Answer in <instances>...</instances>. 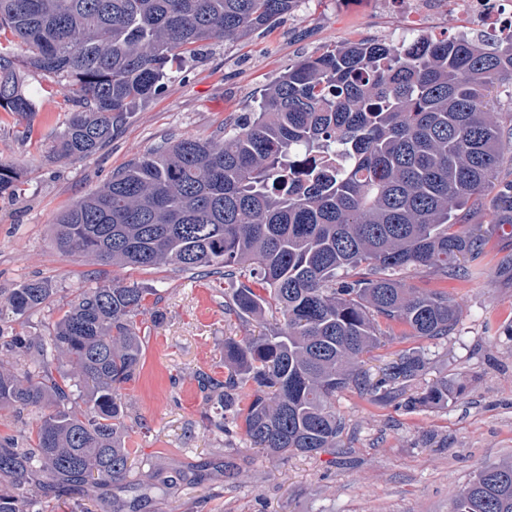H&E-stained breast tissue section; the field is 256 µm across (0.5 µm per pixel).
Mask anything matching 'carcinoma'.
<instances>
[{
	"instance_id": "carcinoma-1",
	"label": "carcinoma",
	"mask_w": 512,
	"mask_h": 512,
	"mask_svg": "<svg viewBox=\"0 0 512 512\" xmlns=\"http://www.w3.org/2000/svg\"><path fill=\"white\" fill-rule=\"evenodd\" d=\"M300 0H0V108L34 112L23 71L68 92L52 152L94 155L159 94L168 65L213 40L244 38ZM512 84V39L486 44L444 34L398 43L362 38L295 62L257 109L214 135L153 149L53 222L56 247L115 266H172L224 276V314L266 332L224 339V379L202 372L215 405L207 426L272 453L336 447V394L368 386L395 401L424 358L399 356L369 383L358 357L390 335L439 339L459 321L444 292L417 274L463 276L482 235L463 229L485 191L493 221L512 224V180L498 181L502 140L493 91ZM0 160V194L18 184ZM46 280L11 289L3 308L31 315ZM157 289L114 281L78 288L47 336L0 326V411L36 409L19 439L0 435V512H44V490L110 487L131 472L121 390L140 369L136 318ZM70 369H62L59 359ZM460 388L437 381L412 405L445 406ZM86 397L83 409L78 398ZM246 407H240L242 400ZM448 512H512V463L483 467Z\"/></svg>"
}]
</instances>
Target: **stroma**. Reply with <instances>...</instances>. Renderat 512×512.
Instances as JSON below:
<instances>
[{
    "instance_id": "obj_1",
    "label": "stroma",
    "mask_w": 512,
    "mask_h": 512,
    "mask_svg": "<svg viewBox=\"0 0 512 512\" xmlns=\"http://www.w3.org/2000/svg\"><path fill=\"white\" fill-rule=\"evenodd\" d=\"M457 25L438 10L406 26L396 0H300L270 27L186 58L162 94L140 105L104 149L81 159L51 152L71 102L51 78L25 73L36 104L31 135L22 136L18 117L0 109V159L21 173L17 189L0 196V299L31 279L49 281L54 293L40 311L10 316L14 333L48 335L75 289L115 279L158 288L165 315L160 324L148 313L137 318L142 366L122 391L135 461L127 480L109 488L113 501L140 512H448L481 467L512 462V230L493 223L490 205L469 218L488 239L469 277L412 281L458 304L456 331L422 339L394 325L360 364L373 377L415 348L426 364L409 395L444 378L460 393L442 407L412 408L401 398L380 403L347 389L336 396L346 422L339 445L311 456L267 452L241 431L228 441L202 423L211 404L193 374L223 378L225 338L262 329L225 314L223 279L170 266L112 267L51 244L54 218L77 199L162 141L206 137L252 111L266 85L300 57L364 37L398 40Z\"/></svg>"
}]
</instances>
